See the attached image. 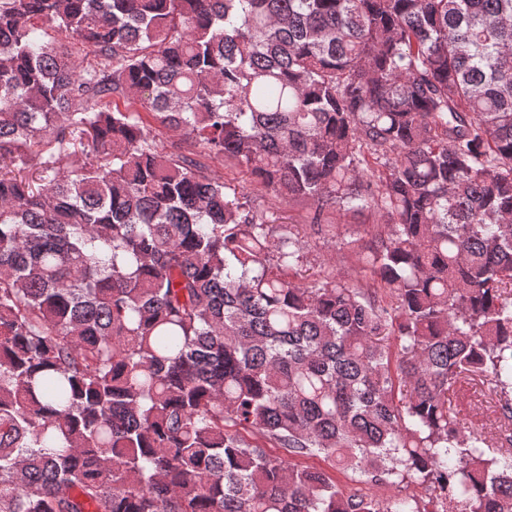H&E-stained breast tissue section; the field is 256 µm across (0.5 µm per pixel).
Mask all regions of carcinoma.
<instances>
[{
  "instance_id": "carcinoma-1",
  "label": "carcinoma",
  "mask_w": 512,
  "mask_h": 512,
  "mask_svg": "<svg viewBox=\"0 0 512 512\" xmlns=\"http://www.w3.org/2000/svg\"><path fill=\"white\" fill-rule=\"evenodd\" d=\"M0 512H512V0H0ZM209 173L223 181L227 187L236 191H246L248 201L254 207L273 213V224L288 225L301 224L303 215L308 207L307 203L280 201L271 195L265 194L250 182L252 177L244 169L236 166L232 161L208 162ZM255 188V189H254ZM332 222L338 225L341 238H349L350 235L359 234V236H363L365 240H368L370 236L367 235V233L369 230H372L374 224H376V218L367 212L360 215L340 212L333 215ZM310 260L311 262L327 263L336 268V273L346 279H354L359 271L358 262L353 253L347 250H340L339 244L336 245V238L333 239H314L311 243Z\"/></svg>"
}]
</instances>
